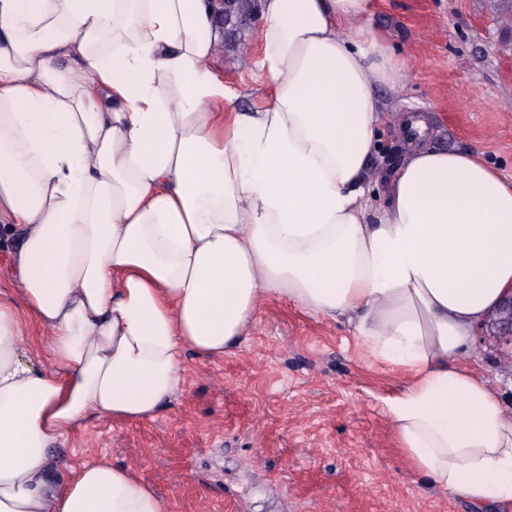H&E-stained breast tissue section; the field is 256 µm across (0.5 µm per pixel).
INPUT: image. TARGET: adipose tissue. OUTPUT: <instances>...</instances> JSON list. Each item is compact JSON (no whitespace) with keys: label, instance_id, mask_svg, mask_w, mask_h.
I'll use <instances>...</instances> for the list:
<instances>
[{"label":"adipose tissue","instance_id":"obj_1","mask_svg":"<svg viewBox=\"0 0 512 512\" xmlns=\"http://www.w3.org/2000/svg\"><path fill=\"white\" fill-rule=\"evenodd\" d=\"M374 0H262L256 112H228L205 0H0V512H169L101 457L59 476L90 418L155 416L187 353L235 350L263 301L346 316L405 383L397 448L482 512L512 504V419L475 331L512 292V181L415 145L374 208L376 90L404 62ZM19 240V231L10 228L9 226H2L0 228V266H1V279L5 281L8 276V260L17 251Z\"/></svg>","mask_w":512,"mask_h":512}]
</instances>
